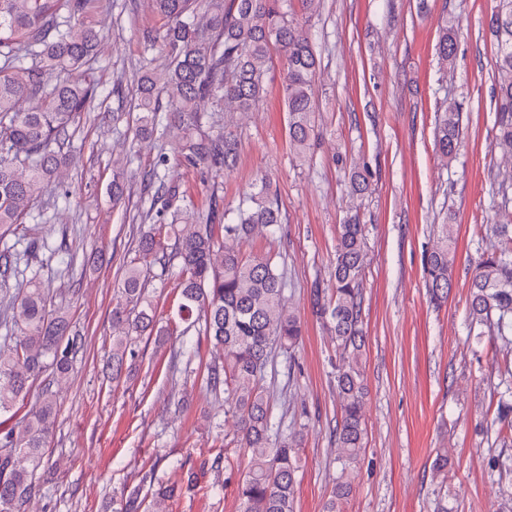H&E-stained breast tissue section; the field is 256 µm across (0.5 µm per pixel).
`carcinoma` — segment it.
I'll return each instance as SVG.
<instances>
[{
  "label": "carcinoma",
  "mask_w": 512,
  "mask_h": 512,
  "mask_svg": "<svg viewBox=\"0 0 512 512\" xmlns=\"http://www.w3.org/2000/svg\"><path fill=\"white\" fill-rule=\"evenodd\" d=\"M163 21L159 31L145 36V50L163 47L165 62L148 67L141 77L135 110L140 112L135 136L154 134L158 114L179 135L175 159L192 168L220 173L233 166L239 137L231 128L212 135L201 125L207 104L226 112H250L263 100L267 74L277 49L285 60L284 99L288 112V142L302 158L318 135L314 81L319 66L316 43L288 11V0H153ZM97 0H0V233L26 219L33 201L42 196L58 171L72 159L71 128L95 93L83 77L95 58L102 33L92 15ZM489 27L496 44L500 76L496 112V144L512 154V0H497ZM455 31L443 27L437 49L446 64L453 61ZM167 102H162V97ZM459 108L447 103L435 131L439 153L449 159L461 142ZM158 199L176 197V187L157 171L146 175ZM350 191L369 188L365 171H354ZM124 165L113 163L112 206L122 204ZM195 222V230L175 237L179 259V300L176 315L185 323L181 333L194 330L223 349L221 362L208 365L206 389L224 394V412L238 423L248 465L236 482L239 512H295L301 440L294 434L272 441L274 423L268 399L260 388L271 348L293 353L302 337L300 318L285 296L284 274L269 256L246 257L215 238L242 240L254 232L272 236L281 224L280 208L267 178L235 208L212 201L202 219L176 208L171 222L158 224L140 240L143 257L166 265L171 254L166 240L178 223ZM453 225H441V236L429 254L426 285L431 301L448 299L455 262ZM500 253H490L477 266L470 286L469 323L477 338L504 341L512 337V225L493 228ZM365 225L350 218L338 225L333 287L330 296L314 286L313 312L323 319L336 341V389L341 420L333 430L341 474L324 512H344L351 493L348 470L365 448L363 406L366 378L360 359L363 336V274ZM31 288L8 302L4 317L17 335L0 347V416L12 412L31 385L47 370L69 372L71 358L84 342L72 332L70 314L30 280ZM120 296L112 306V378L121 377L135 356V336H168L158 326L156 311L143 288L142 270L125 269ZM58 413L57 392L42 388L37 409L23 420L0 427V512H20L36 495L35 472L41 466L46 437ZM495 421L512 428V387L500 395ZM176 483L158 487L143 497L112 495L110 512H160L176 496Z\"/></svg>",
  "instance_id": "cac0c4a2"
}]
</instances>
